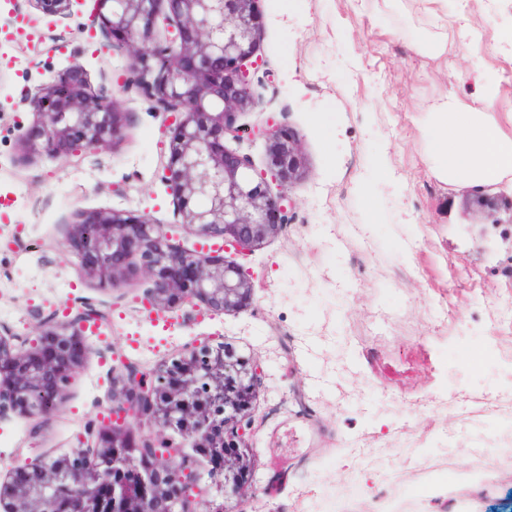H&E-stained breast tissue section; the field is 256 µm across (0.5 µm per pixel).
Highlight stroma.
<instances>
[{
	"mask_svg": "<svg viewBox=\"0 0 512 512\" xmlns=\"http://www.w3.org/2000/svg\"><path fill=\"white\" fill-rule=\"evenodd\" d=\"M262 27L250 129L275 117L306 162L285 225L252 252H226L252 284L251 306L152 311L151 282L116 291L77 274L67 243L78 211L124 210L177 220L160 181L165 123L121 76L127 57L101 48L83 7L40 18L32 0H0V31L29 17L21 43L0 39V324L32 336L44 318L88 303L107 324L77 369L61 411L45 421L0 417V466H23L76 447L112 405V368L149 369L195 339L257 359L250 417L255 450L246 512H380L394 487L406 512H512V468L483 491L460 471L494 449L512 420L480 406L512 394V365L491 347L512 324V246L486 224L472 188L432 171L423 120L453 96L482 108L469 74L497 89L495 115L512 113V0H257ZM499 41L462 44L458 11ZM425 43L443 52H422ZM69 65L111 91L127 122L122 140L83 159L18 161L15 116L31 121L23 87Z\"/></svg>",
	"mask_w": 512,
	"mask_h": 512,
	"instance_id": "obj_1",
	"label": "stroma"
}]
</instances>
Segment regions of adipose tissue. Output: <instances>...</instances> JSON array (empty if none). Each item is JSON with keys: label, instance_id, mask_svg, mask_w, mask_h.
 Returning <instances> with one entry per match:
<instances>
[{"label": "adipose tissue", "instance_id": "1", "mask_svg": "<svg viewBox=\"0 0 512 512\" xmlns=\"http://www.w3.org/2000/svg\"><path fill=\"white\" fill-rule=\"evenodd\" d=\"M497 93L483 85V109H473L454 97L428 112L430 157L436 175L448 184L484 188L512 176V131L493 112Z\"/></svg>", "mask_w": 512, "mask_h": 512}]
</instances>
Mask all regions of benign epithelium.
Segmentation results:
<instances>
[{"mask_svg":"<svg viewBox=\"0 0 512 512\" xmlns=\"http://www.w3.org/2000/svg\"><path fill=\"white\" fill-rule=\"evenodd\" d=\"M73 0H34L46 16L71 15ZM90 25L104 47L129 58L125 85L143 92L152 110L171 120L161 181L177 203L179 224L197 241L185 247L146 214L123 210L79 212L72 223L79 272L108 289L132 273L151 281L148 301L164 311L203 304L229 312L250 304L252 288L228 250H253L284 221L287 187L304 177L296 139L274 123L265 130L266 167L224 147L243 138L233 117L251 103L250 68L258 64L261 21L256 0H93ZM69 66L24 101L32 125L16 124L17 146L30 159L97 154L124 135L114 99ZM88 306L61 321L48 320L34 338L0 327V416L15 412L48 420L84 355ZM262 376L259 362L226 344L197 340L154 369L114 367L112 420L93 425L62 456L10 471L0 481L3 512H243L254 452L249 417ZM157 428L154 437L134 424ZM222 492L216 505L204 479ZM79 493L63 491L72 480Z\"/></svg>","mask_w":512,"mask_h":512,"instance_id":"1","label":"benign epithelium"}]
</instances>
